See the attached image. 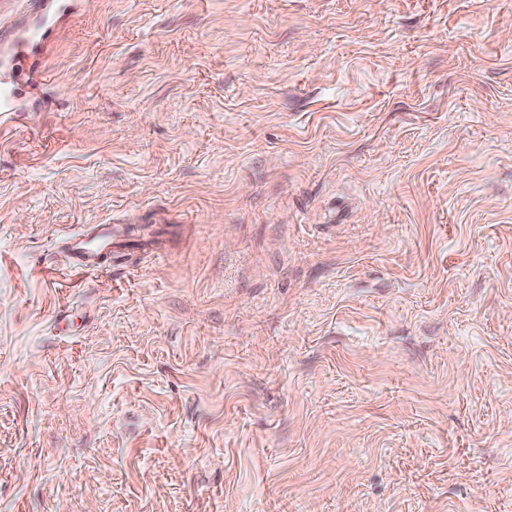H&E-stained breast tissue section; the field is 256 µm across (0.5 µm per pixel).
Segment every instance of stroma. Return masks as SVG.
Returning <instances> with one entry per match:
<instances>
[{"mask_svg":"<svg viewBox=\"0 0 512 512\" xmlns=\"http://www.w3.org/2000/svg\"><path fill=\"white\" fill-rule=\"evenodd\" d=\"M0 26V512H512V0ZM63 250L70 265L80 270L104 267L120 249L112 240L109 224H96L88 233L68 236L63 240Z\"/></svg>","mask_w":512,"mask_h":512,"instance_id":"1","label":"stroma"}]
</instances>
